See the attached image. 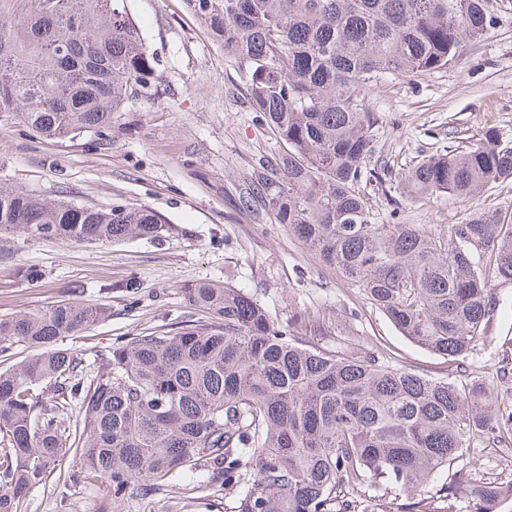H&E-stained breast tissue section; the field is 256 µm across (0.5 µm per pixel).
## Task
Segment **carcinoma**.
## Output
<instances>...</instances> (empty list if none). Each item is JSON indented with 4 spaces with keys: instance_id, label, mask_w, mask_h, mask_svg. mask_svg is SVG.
<instances>
[{
    "instance_id": "cac0c4a2",
    "label": "carcinoma",
    "mask_w": 512,
    "mask_h": 512,
    "mask_svg": "<svg viewBox=\"0 0 512 512\" xmlns=\"http://www.w3.org/2000/svg\"><path fill=\"white\" fill-rule=\"evenodd\" d=\"M0 18V115L42 137L111 127L146 89L155 58L127 0H24ZM248 80L254 111L282 151L251 179L276 223L350 281L403 336L444 358L441 379L376 349H322L281 329L239 288L184 289L209 321L112 344L90 374L60 346L112 315L79 299L0 319V353H35L0 369V512H18L67 458L71 483L96 481L115 500L150 494L184 471L234 493L232 512H389L392 487L420 488L463 454L512 447V410L466 360L494 338L495 283H512V224L473 212L448 234L376 224L358 185L375 154L368 90L390 76L444 69L489 34L487 0H187ZM512 179V144L489 129L478 144L420 161L399 189L414 201L474 196ZM165 231L149 208L95 207L0 189V259L19 240L112 244ZM78 410L72 415V410ZM471 512L512 501L473 465L409 503V512Z\"/></svg>"
}]
</instances>
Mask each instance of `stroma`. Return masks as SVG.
<instances>
[{
  "label": "stroma",
  "mask_w": 512,
  "mask_h": 512,
  "mask_svg": "<svg viewBox=\"0 0 512 512\" xmlns=\"http://www.w3.org/2000/svg\"><path fill=\"white\" fill-rule=\"evenodd\" d=\"M496 28L467 42L458 62L418 77H391L366 96L378 117L376 152L365 200L378 224H418L447 234L476 210L512 217V181L474 197L441 195L415 203L397 184L429 155L476 144L493 129L512 141V0H494ZM128 10L157 58L152 85L130 99L101 136L46 140L20 120L0 117V187L48 199L68 195L88 206L114 203L151 208L166 222L163 238L112 245L35 240L0 261V318L47 308L74 296L112 309L110 318L63 345L86 356L115 339L175 328L205 315L183 290L207 280L242 289L271 310L280 326L302 313L300 334L332 349L377 347L395 366L445 377L441 357L411 342L336 270L255 202L240 208L254 169L280 145L254 112L235 62L225 56L186 0H127ZM39 271L25 279V269ZM136 292L128 294L126 283ZM495 293L494 339L478 343L467 364L512 407V285ZM233 495L196 486L191 473L156 494L130 489L113 500L91 483L50 479L27 493L20 512H230Z\"/></svg>",
  "instance_id": "stroma-1"
}]
</instances>
